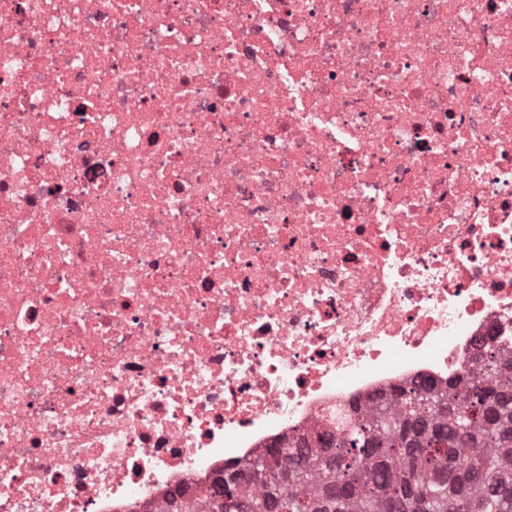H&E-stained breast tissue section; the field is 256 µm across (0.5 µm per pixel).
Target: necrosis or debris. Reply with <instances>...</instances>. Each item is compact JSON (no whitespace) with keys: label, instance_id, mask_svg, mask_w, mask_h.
Instances as JSON below:
<instances>
[{"label":"necrosis or debris","instance_id":"4bbe7bcc","mask_svg":"<svg viewBox=\"0 0 512 512\" xmlns=\"http://www.w3.org/2000/svg\"><path fill=\"white\" fill-rule=\"evenodd\" d=\"M512 351V0H0V512H157Z\"/></svg>","mask_w":512,"mask_h":512}]
</instances>
